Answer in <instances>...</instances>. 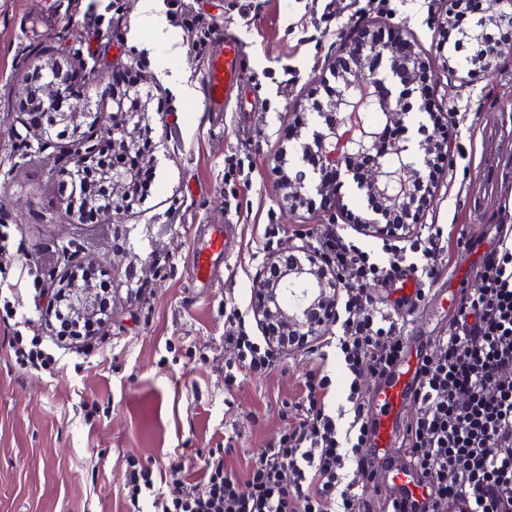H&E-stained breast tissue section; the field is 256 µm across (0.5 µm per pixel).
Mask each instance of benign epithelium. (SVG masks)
Segmentation results:
<instances>
[{
  "instance_id": "1",
  "label": "benign epithelium",
  "mask_w": 512,
  "mask_h": 512,
  "mask_svg": "<svg viewBox=\"0 0 512 512\" xmlns=\"http://www.w3.org/2000/svg\"><path fill=\"white\" fill-rule=\"evenodd\" d=\"M484 2L487 7L476 11L470 25L481 34L479 45L483 53L465 64L456 61V68L477 66L492 74L498 45L490 40L488 31L505 24L512 27V0ZM346 52L352 63L338 70L339 85L327 106H313L316 121L297 136L296 159L286 179L288 198L300 202L308 193H321L330 187V178L350 175L367 200L379 202L373 214L360 218L357 230L365 235L399 238L401 232L407 233L419 223L421 213L431 203V195L419 197L413 186L424 183L425 170L448 157L451 146L447 140L427 136L417 142L406 137L379 148L384 126L404 124L406 113L398 111V107L410 108L408 98L419 95V111L430 110L433 85L426 82L427 65L412 51L403 33L382 42L363 27L349 38ZM30 68L28 97L35 100V105L22 106L21 113L23 122L35 133L39 149L44 151L59 141H67L73 161L62 167L58 176L77 191L87 189V182H94L106 193L105 211L121 215L123 206L114 204L112 195L116 188L128 195L137 183L139 137L149 112L150 92L143 90L137 80L112 85V111L119 120L106 127V134L118 159L105 164L99 162L98 144L83 136L77 123L79 116L95 123L98 113H77L84 107L82 100L72 105V112L59 110L62 97L69 95L71 88L88 84V64L65 68L34 61ZM358 163L363 164L359 173L353 169ZM289 251L304 257L282 268L274 279L257 280L252 288L254 317L268 331L272 346L282 350L308 344L326 334L337 321L340 288L345 283L340 276H330L326 256L307 242L294 244ZM60 300L77 322L90 321L98 315L99 297L89 284L76 277L64 288Z\"/></svg>"
}]
</instances>
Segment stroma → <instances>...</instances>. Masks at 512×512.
<instances>
[{
	"mask_svg": "<svg viewBox=\"0 0 512 512\" xmlns=\"http://www.w3.org/2000/svg\"><path fill=\"white\" fill-rule=\"evenodd\" d=\"M448 0H157L167 38L181 48V68L202 85L208 57L225 34L245 45V78L222 112L199 98L179 97L171 69L133 36L143 0H0V300L14 306L0 321V512H127L128 470L153 475L192 469L183 495L198 491L197 471L210 450L232 444L229 472L245 480L254 456L278 442L294 420L305 374L323 362L332 385L327 408L345 404L348 375L335 349L280 351L271 370H244L224 386V336L234 326L224 309L237 307L248 333L265 332L251 311L255 280L269 274L267 257L287 255L290 242L316 243V229L334 224L376 259L383 241L358 234L353 219L370 214L351 179L336 195L343 216L331 217L328 197L291 204L279 161L291 152L298 120L344 57L347 34L370 25L378 39L407 34L436 79L434 103L445 118L434 126L411 111L410 131L448 137L452 152L433 172V201L422 221L450 233L435 277L413 273L412 287L368 286L374 307L391 311L410 350L448 326L459 289L480 286L481 257L501 225H512V46L500 45L493 74L449 75L437 50ZM201 18L203 50L173 24L175 13ZM94 68L92 103L111 107L112 73L134 65L153 93L146 134L154 144L148 196L122 218L65 220L69 191L57 175L66 157L39 151L18 104L33 58ZM230 223L228 259L210 280L197 281L195 242L214 224ZM79 268L93 269L111 307L92 337L61 342L48 327L37 287L55 288ZM38 336L47 370L20 367L14 336Z\"/></svg>",
	"mask_w": 512,
	"mask_h": 512,
	"instance_id": "1",
	"label": "stroma"
}]
</instances>
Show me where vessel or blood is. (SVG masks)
Segmentation results:
<instances>
[{
    "label": "vessel or blood",
    "instance_id": "1",
    "mask_svg": "<svg viewBox=\"0 0 512 512\" xmlns=\"http://www.w3.org/2000/svg\"><path fill=\"white\" fill-rule=\"evenodd\" d=\"M244 47L233 35H226L224 48L212 55L206 66L205 81L202 86V108L211 112L226 107L232 92L244 79ZM227 253L226 241L219 236H211L206 244L198 247L193 256V269L196 278L210 275L214 263ZM415 383V372L410 364H398L393 377L376 393L379 414L372 433V449L377 458H386L394 434L399 429L401 409L410 398V390Z\"/></svg>",
    "mask_w": 512,
    "mask_h": 512
}]
</instances>
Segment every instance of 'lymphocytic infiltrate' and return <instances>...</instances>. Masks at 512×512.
<instances>
[{"instance_id": "obj_1", "label": "lymphocytic infiltrate", "mask_w": 512, "mask_h": 512, "mask_svg": "<svg viewBox=\"0 0 512 512\" xmlns=\"http://www.w3.org/2000/svg\"><path fill=\"white\" fill-rule=\"evenodd\" d=\"M443 232L429 224L408 246L387 245L377 261L334 228L318 234L320 250L350 282L340 301L344 317L335 346L349 376L346 400L352 420L340 431L326 410L331 386L323 365L306 374V398L298 420L279 443L265 448L248 470V492H240L225 470L224 449L211 452L200 490L183 497L181 481L155 486L149 471L126 479L129 512L150 498L153 512H377L357 490L379 464L368 453L369 424L358 384L363 372L387 378L407 354L401 328L390 313L374 308L364 283L388 285L417 254L425 273L441 256ZM480 287L464 295L442 336L417 351L418 411L404 428L401 448L422 487L404 501V512H512V233L502 232L479 266ZM275 364L271 348L246 331L224 339V384L233 387L239 370L261 373Z\"/></svg>"}]
</instances>
